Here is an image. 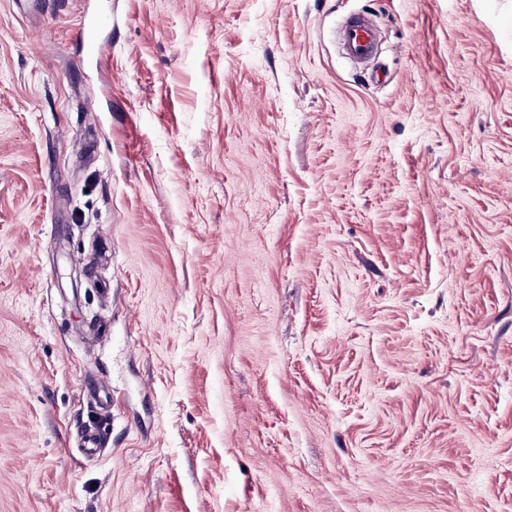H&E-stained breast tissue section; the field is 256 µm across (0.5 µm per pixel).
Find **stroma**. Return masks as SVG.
I'll return each mask as SVG.
<instances>
[{"mask_svg":"<svg viewBox=\"0 0 512 512\" xmlns=\"http://www.w3.org/2000/svg\"><path fill=\"white\" fill-rule=\"evenodd\" d=\"M0 512H512V0H0ZM348 54L355 60L372 55L378 40V31L363 15L350 16L343 25ZM106 429L100 425L84 429L79 439V448L87 459L97 457L106 446Z\"/></svg>","mask_w":512,"mask_h":512,"instance_id":"stroma-1","label":"stroma"}]
</instances>
